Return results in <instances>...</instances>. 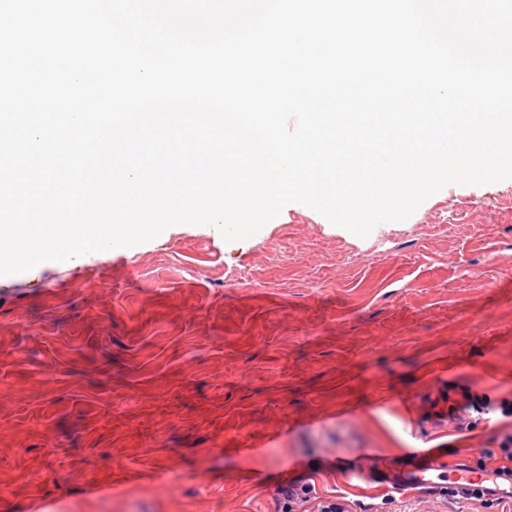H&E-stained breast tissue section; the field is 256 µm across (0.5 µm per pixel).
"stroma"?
<instances>
[{
	"instance_id": "obj_1",
	"label": "stroma",
	"mask_w": 512,
	"mask_h": 512,
	"mask_svg": "<svg viewBox=\"0 0 512 512\" xmlns=\"http://www.w3.org/2000/svg\"><path fill=\"white\" fill-rule=\"evenodd\" d=\"M512 401V179L364 238L294 203L253 237L174 225L0 276V512H477L448 471ZM428 449L436 491L394 479ZM313 489L307 484H291L281 489V494L288 501V511H296L293 508H303L304 505L312 502L316 497L312 496Z\"/></svg>"
}]
</instances>
